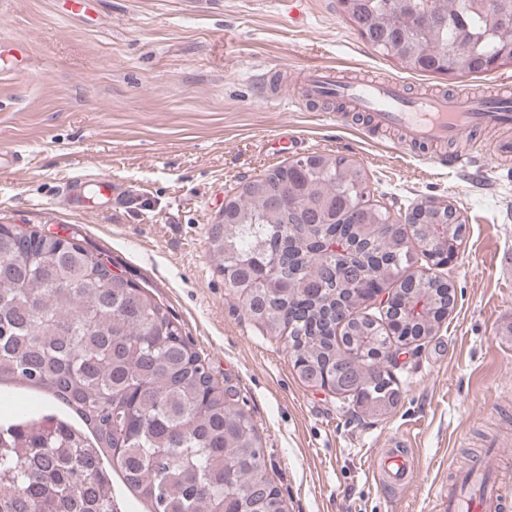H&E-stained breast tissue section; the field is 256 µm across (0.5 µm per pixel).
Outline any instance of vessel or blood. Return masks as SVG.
<instances>
[{"label": "vessel or blood", "mask_w": 512, "mask_h": 512, "mask_svg": "<svg viewBox=\"0 0 512 512\" xmlns=\"http://www.w3.org/2000/svg\"><path fill=\"white\" fill-rule=\"evenodd\" d=\"M305 87L308 96L315 100L329 91L343 95L350 111L368 115L372 130H400L405 141L416 147L455 142L477 128L512 126V92L475 95L459 90L411 96L396 80L340 81L335 70L325 67L307 71ZM494 463L495 458L490 455L473 467L470 479L480 485L474 496H463L454 485L441 488L448 512H506L512 502L499 487L482 480ZM373 467L379 481L398 489L409 484L413 473L410 454L398 439L390 441L375 456Z\"/></svg>", "instance_id": "obj_1"}]
</instances>
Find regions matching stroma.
Masks as SVG:
<instances>
[{"label":"stroma","instance_id":"stroma-1","mask_svg":"<svg viewBox=\"0 0 512 512\" xmlns=\"http://www.w3.org/2000/svg\"><path fill=\"white\" fill-rule=\"evenodd\" d=\"M316 67L391 77L411 94L512 81V65L461 79L407 70L371 50L337 0H0V222L76 233L168 309L236 387L288 512H448L440 484L491 453L487 437L512 442V277L497 261L512 252V165L470 179L396 134L333 120L302 94ZM275 72L288 75L280 97L267 88ZM315 153L357 160L396 220L437 199L466 224L441 270L454 310L404 349L399 401L381 418L304 385L287 337L246 312L210 250L226 196ZM103 175L138 205L75 210L65 185L87 192ZM393 438L413 457L399 491L370 471ZM492 453L488 479L512 496V445Z\"/></svg>","mask_w":512,"mask_h":512}]
</instances>
